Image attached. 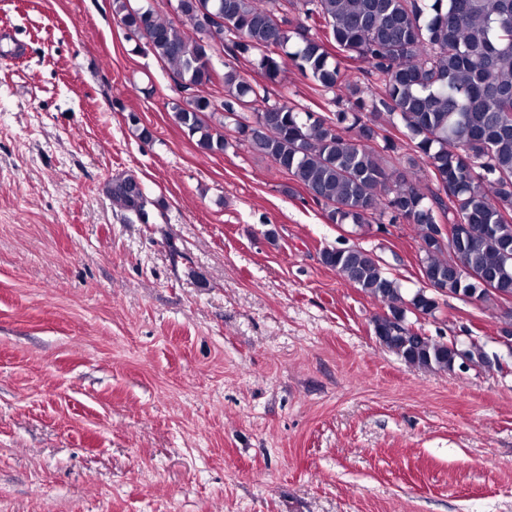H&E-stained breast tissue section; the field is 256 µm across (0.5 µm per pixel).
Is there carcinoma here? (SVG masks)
Masks as SVG:
<instances>
[{
  "label": "carcinoma",
  "mask_w": 512,
  "mask_h": 512,
  "mask_svg": "<svg viewBox=\"0 0 512 512\" xmlns=\"http://www.w3.org/2000/svg\"><path fill=\"white\" fill-rule=\"evenodd\" d=\"M112 9L146 52L174 67L183 90L224 83L233 138L208 123L214 109L205 96L174 112L199 149L234 145L268 157L333 224H380L388 215L391 224L402 217L417 225L425 283L438 279L449 294L478 300L512 296V0H210L220 21L191 19L190 34L131 0H112ZM224 51L272 84L290 60L325 97L329 114L274 100L269 86L251 84L235 68L219 74L213 58ZM345 60L365 64L374 95L364 97ZM380 114L401 138L370 126ZM260 119L272 134L251 126ZM398 150L411 168L424 162L430 194L383 163L381 153ZM107 190L145 219L135 177H115ZM443 218L458 229L440 241ZM445 251L449 258H439ZM321 260L386 304L388 312L372 321L374 336L406 363L452 371L464 356L492 364L474 342L461 355L413 328L408 315L433 314L437 293L423 287L405 296L372 252L325 249Z\"/></svg>",
  "instance_id": "carcinoma-1"
}]
</instances>
